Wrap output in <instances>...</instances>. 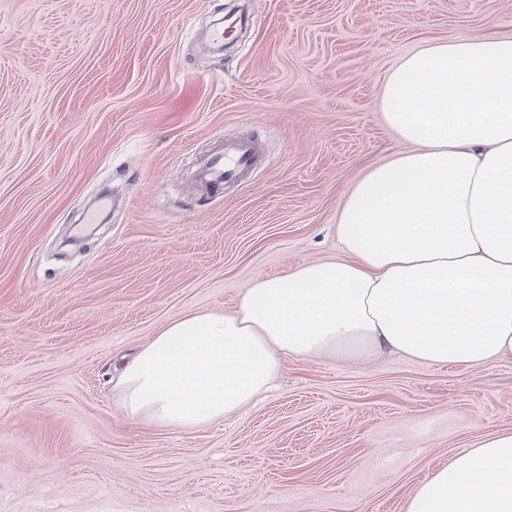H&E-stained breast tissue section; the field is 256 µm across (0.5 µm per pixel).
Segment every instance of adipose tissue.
Wrapping results in <instances>:
<instances>
[{"label":"adipose tissue","mask_w":512,"mask_h":512,"mask_svg":"<svg viewBox=\"0 0 512 512\" xmlns=\"http://www.w3.org/2000/svg\"><path fill=\"white\" fill-rule=\"evenodd\" d=\"M410 149L358 181L340 255L254 278L232 314L172 320L119 367L127 417L190 430L252 405L288 358L512 357V35L405 57L380 97ZM405 512H512V431L479 438Z\"/></svg>","instance_id":"obj_1"}]
</instances>
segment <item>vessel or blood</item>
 <instances>
[{"instance_id": "1", "label": "vessel or blood", "mask_w": 512, "mask_h": 512, "mask_svg": "<svg viewBox=\"0 0 512 512\" xmlns=\"http://www.w3.org/2000/svg\"><path fill=\"white\" fill-rule=\"evenodd\" d=\"M267 162L264 143L257 135H233L225 138L222 152L203 161L201 174L219 194L227 187L245 182Z\"/></svg>"}]
</instances>
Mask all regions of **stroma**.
Segmentation results:
<instances>
[{
  "mask_svg": "<svg viewBox=\"0 0 512 512\" xmlns=\"http://www.w3.org/2000/svg\"><path fill=\"white\" fill-rule=\"evenodd\" d=\"M244 7L210 52L206 23ZM488 33L512 35V0H0V512H404L512 430V358L291 359L191 430L127 418L112 383L168 321L335 256L355 184L408 149L389 69ZM243 128L270 166L207 193L199 157Z\"/></svg>",
  "mask_w": 512,
  "mask_h": 512,
  "instance_id": "obj_1",
  "label": "stroma"
}]
</instances>
